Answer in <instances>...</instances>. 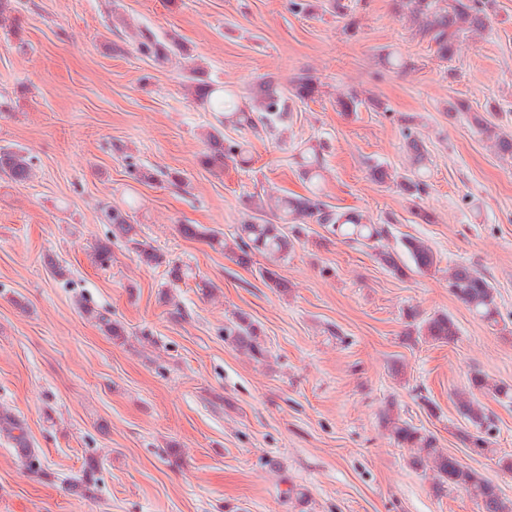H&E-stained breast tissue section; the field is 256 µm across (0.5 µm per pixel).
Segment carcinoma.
<instances>
[{
	"label": "carcinoma",
	"mask_w": 512,
	"mask_h": 512,
	"mask_svg": "<svg viewBox=\"0 0 512 512\" xmlns=\"http://www.w3.org/2000/svg\"><path fill=\"white\" fill-rule=\"evenodd\" d=\"M396 6L398 15L422 20L419 34L434 44L437 56L442 59L450 60L456 56L463 36L484 32L489 27L485 0H396ZM136 44L141 54L158 62H166L182 51L181 38L173 31L159 36L148 28H140L136 33ZM204 74V68L195 63L189 68L187 82L192 100L206 104L212 111L223 115L219 125L212 127L205 135L202 164L213 171H223L224 161H233L236 157L238 144L224 137V129L274 132L288 114V101L311 100L320 95V83L308 72L297 75L289 88L268 79L245 96L227 86L212 84L204 79ZM448 111L469 114L474 128L494 142L496 154L504 160H512V133L499 130V125L492 122L487 113L474 111L469 104L458 101L448 103ZM402 135L404 147L412 159V169L396 175L383 166L375 165L371 173L377 181L391 182L401 193L420 198L427 194L429 188L424 180L428 149L425 141L412 128H405ZM300 158L301 175L308 183L309 195H283L269 199L239 225L233 239L224 241V250L230 251L242 265L248 263L256 252L268 258L271 266L262 270L261 276L269 288L284 287L273 266L288 258L305 235L306 224H322L347 241L363 246L379 241L385 234L379 225L365 224L355 213L337 212L321 200L324 170L321 144L304 148ZM33 167V158L23 149L0 148L1 177L22 184L31 179ZM104 217L112 225V235L132 244L143 263H164L163 255L132 236L133 216L130 211L111 207L105 211ZM376 258L392 273L401 276L408 271L425 274L436 265L433 249L422 239L413 236L402 238L399 250H381L376 253ZM450 288L482 320L497 322L496 289L484 273L459 263L451 272ZM407 317L415 321L417 334L430 342L449 343L459 334L455 321L446 313L433 314L418 322L417 313L411 309ZM227 336L235 347L248 350L255 356L263 354L258 342L259 329L247 316L237 315L227 328ZM477 391L498 402L512 403V386L492 384L485 373L475 371L469 377L468 390L457 396L458 412L465 423L461 429L463 440L478 455H494L496 449L492 448L490 440L494 419L476 398ZM393 407L394 404H389L382 414L384 427L389 429L397 445L408 451L409 465L431 479L437 494L461 489L476 501L479 512H512V500L502 494L497 484L445 452L433 435L393 416ZM0 434L15 447L26 449V463L30 472L40 471V461L32 449L25 421L12 410L2 407Z\"/></svg>",
	"instance_id": "carcinoma-1"
}]
</instances>
